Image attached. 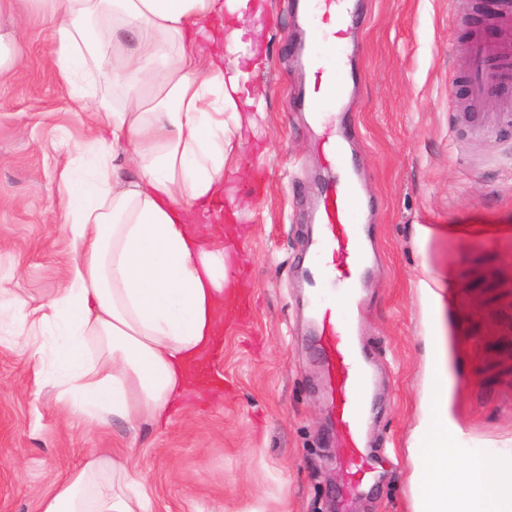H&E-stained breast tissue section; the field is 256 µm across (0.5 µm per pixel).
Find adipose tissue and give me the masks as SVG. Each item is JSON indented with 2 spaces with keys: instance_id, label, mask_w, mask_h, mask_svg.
I'll use <instances>...</instances> for the list:
<instances>
[{
  "instance_id": "ef3b65f1",
  "label": "adipose tissue",
  "mask_w": 512,
  "mask_h": 512,
  "mask_svg": "<svg viewBox=\"0 0 512 512\" xmlns=\"http://www.w3.org/2000/svg\"><path fill=\"white\" fill-rule=\"evenodd\" d=\"M43 14L60 87L90 112L88 172L59 173L73 255L66 284L25 309L54 338L57 403L69 416L130 429L166 422L219 334L214 310L231 246L200 231L225 176L230 130L253 123L240 67L253 0H25ZM234 15L223 31L208 22ZM436 383L419 450L422 512H512V459L487 477L458 468ZM41 512H151L133 466L90 454Z\"/></svg>"
}]
</instances>
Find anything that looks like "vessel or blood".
Returning a JSON list of instances; mask_svg holds the SVG:
<instances>
[{"instance_id": "obj_1", "label": "vessel or blood", "mask_w": 512, "mask_h": 512, "mask_svg": "<svg viewBox=\"0 0 512 512\" xmlns=\"http://www.w3.org/2000/svg\"><path fill=\"white\" fill-rule=\"evenodd\" d=\"M324 37L345 38L348 0H318ZM339 61L314 60L305 98L308 111L334 107L342 90ZM469 129L478 138L512 127V48L475 39L467 96ZM323 154L330 178L317 217L321 229L309 248L314 270L308 284L315 293L316 333L328 371L336 385L333 408L337 442L348 467L352 487L367 478L363 426L370 391L366 356L349 328L337 317L332 294L350 296L361 278L365 250L357 224L361 184L348 160V144L339 134H327Z\"/></svg>"}]
</instances>
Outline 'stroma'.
<instances>
[{
  "mask_svg": "<svg viewBox=\"0 0 512 512\" xmlns=\"http://www.w3.org/2000/svg\"><path fill=\"white\" fill-rule=\"evenodd\" d=\"M264 59L252 78L266 108L235 135L224 216L203 231L235 230L230 276L245 310L222 317V385L190 393L163 426L130 432L120 419L88 428L63 415L57 391L34 395L32 333L0 332V512H39L91 453L129 457L152 512H418L409 450L427 408L430 372L446 362L450 445L459 463L512 453V129L473 138L462 121L474 36L512 45V25L488 19L482 0H354V51L341 53L354 103L333 112L358 137L375 214L362 233L378 262L354 324L376 364L374 477L346 499L330 438L331 385L305 315L300 270L323 186L316 141L298 103L305 73L294 0H256ZM42 36L0 82V321L14 301L34 305L62 287L71 261L59 171L82 165L78 120ZM264 176L262 195L250 189Z\"/></svg>",
  "mask_w": 512,
  "mask_h": 512,
  "instance_id": "stroma-1",
  "label": "stroma"
}]
</instances>
